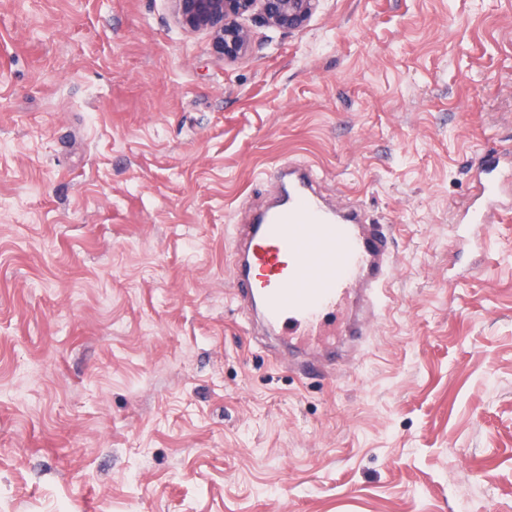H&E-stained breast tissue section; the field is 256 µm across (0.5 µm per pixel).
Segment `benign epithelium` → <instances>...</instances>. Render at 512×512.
<instances>
[{
    "mask_svg": "<svg viewBox=\"0 0 512 512\" xmlns=\"http://www.w3.org/2000/svg\"><path fill=\"white\" fill-rule=\"evenodd\" d=\"M178 23L191 31H206L226 60L246 55L257 30L283 34L301 28L317 0H171Z\"/></svg>",
    "mask_w": 512,
    "mask_h": 512,
    "instance_id": "1",
    "label": "benign epithelium"
}]
</instances>
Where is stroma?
<instances>
[{
  "label": "stroma",
  "mask_w": 512,
  "mask_h": 512,
  "mask_svg": "<svg viewBox=\"0 0 512 512\" xmlns=\"http://www.w3.org/2000/svg\"><path fill=\"white\" fill-rule=\"evenodd\" d=\"M0 512H512V0H320L218 56L169 0H0ZM286 159L394 225L336 361L250 325L231 226ZM509 165L512 166L510 160L501 161L498 157L478 166L473 193L452 225L457 242L467 238L472 225L494 224L502 213H512V200L504 196V183L498 174L500 166Z\"/></svg>",
  "instance_id": "35a3bbf8"
}]
</instances>
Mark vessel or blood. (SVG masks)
Returning <instances> with one entry per match:
<instances>
[{
    "instance_id": "b4317fda",
    "label": "vessel or blood",
    "mask_w": 512,
    "mask_h": 512,
    "mask_svg": "<svg viewBox=\"0 0 512 512\" xmlns=\"http://www.w3.org/2000/svg\"><path fill=\"white\" fill-rule=\"evenodd\" d=\"M501 164L497 158L478 166L473 193L452 225L455 240L466 239L472 225L512 213ZM273 178L278 197L232 227L240 252L233 280L237 295L268 331L289 340L311 345L338 332L350 335L352 327L336 326L335 319L351 298L373 312L387 305L394 227L372 220L363 208L332 206L310 164L283 161Z\"/></svg>"
}]
</instances>
